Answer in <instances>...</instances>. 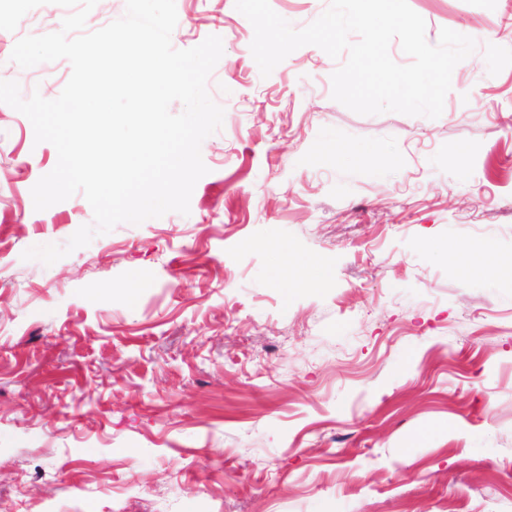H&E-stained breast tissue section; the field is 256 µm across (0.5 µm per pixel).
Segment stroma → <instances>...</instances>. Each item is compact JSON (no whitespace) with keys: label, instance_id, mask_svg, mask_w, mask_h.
Listing matches in <instances>:
<instances>
[{"label":"stroma","instance_id":"1","mask_svg":"<svg viewBox=\"0 0 512 512\" xmlns=\"http://www.w3.org/2000/svg\"><path fill=\"white\" fill-rule=\"evenodd\" d=\"M409 5L429 43L476 39L435 119L351 111L314 45L262 76L235 0H176L173 47L224 50L190 212L49 266L22 254L93 211L32 207L57 151L0 104V512H512V281L446 255L512 264V0ZM67 14L0 30L23 97L71 65L16 41ZM277 240L327 282L277 272ZM493 246H486L480 253H470L457 248L448 249V261L457 267L487 280H512V264L503 266L494 262Z\"/></svg>","mask_w":512,"mask_h":512}]
</instances>
